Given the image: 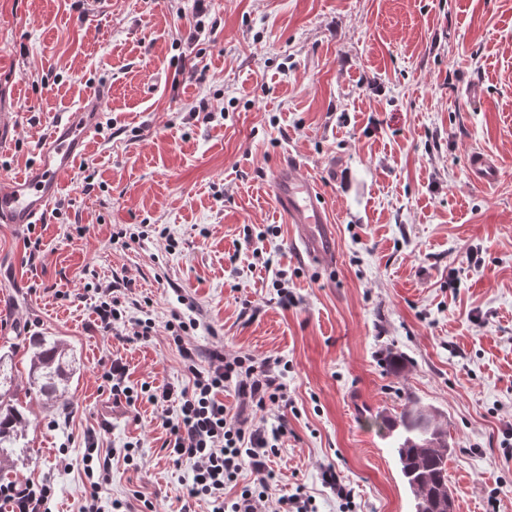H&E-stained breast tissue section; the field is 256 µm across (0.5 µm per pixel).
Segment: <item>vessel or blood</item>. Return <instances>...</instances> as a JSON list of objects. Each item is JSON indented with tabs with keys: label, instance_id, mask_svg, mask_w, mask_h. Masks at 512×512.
Returning <instances> with one entry per match:
<instances>
[{
	"label": "vessel or blood",
	"instance_id": "obj_1",
	"mask_svg": "<svg viewBox=\"0 0 512 512\" xmlns=\"http://www.w3.org/2000/svg\"><path fill=\"white\" fill-rule=\"evenodd\" d=\"M104 97V92H97L76 111L60 114L39 143L34 165L0 182V224L24 229L45 222L62 189L63 176L75 168L99 124ZM466 171L476 187L493 184L500 177L497 160L481 151L468 155ZM272 192L291 227V243L302 263L320 270L334 269L336 230L317 181L305 177L297 161L287 156L276 168Z\"/></svg>",
	"mask_w": 512,
	"mask_h": 512
}]
</instances>
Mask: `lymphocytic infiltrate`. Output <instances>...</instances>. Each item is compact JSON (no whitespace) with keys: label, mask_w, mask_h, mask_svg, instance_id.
I'll return each mask as SVG.
<instances>
[{"label":"lymphocytic infiltrate","mask_w":512,"mask_h":512,"mask_svg":"<svg viewBox=\"0 0 512 512\" xmlns=\"http://www.w3.org/2000/svg\"><path fill=\"white\" fill-rule=\"evenodd\" d=\"M98 297L93 311L104 333L111 334L129 326L135 336L147 338L156 331V322L148 312L136 313L123 305L111 286H97ZM196 321L180 317L168 320L170 333L184 362L189 384L177 390L171 386L150 393L153 402H176L175 417L165 418L166 442L175 464L191 462L192 483L182 512H192L194 499H210L211 512H262L266 490L272 477L266 459L276 452L286 433L285 422L258 425L247 414L248 409L287 408L290 399L284 381L283 359L255 361L248 355H229L214 348L200 351L188 346L186 334L196 329ZM233 387L243 407L242 412L229 413L222 394ZM84 474L89 483L81 512H112L99 494L100 483L111 469L109 458L87 453L83 458ZM256 475L254 486L243 487L232 499H225L227 484L238 480L244 470ZM53 492L49 485L31 481L0 483V506L6 512H52Z\"/></svg>","instance_id":"f902f5d3"}]
</instances>
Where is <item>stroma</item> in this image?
Returning <instances> with one entry per match:
<instances>
[{
    "mask_svg": "<svg viewBox=\"0 0 512 512\" xmlns=\"http://www.w3.org/2000/svg\"><path fill=\"white\" fill-rule=\"evenodd\" d=\"M103 87L62 213L31 231L0 224V347L15 350L29 409L18 479L49 485L53 512H79L93 442L112 462L103 497L180 512L191 473L170 461L163 427L175 403H115L100 377L115 360L133 387H187L164 328L177 314L199 319V348L288 362V409L255 414L287 424L267 512L300 491L317 512H412L378 423L420 405L448 427L461 512H512V0H0V110L20 115L0 178ZM474 150L498 160L496 185L469 182ZM288 153L322 185L333 273L293 256L271 193ZM121 224L169 236L112 243ZM270 256L294 305L278 300ZM97 283L144 304L154 336L102 335L84 297ZM35 336L73 351L67 406L26 392ZM324 482L330 489L331 493L336 496V499L341 502L344 507L350 506L353 501V493L351 488L343 480H341L332 467L324 470Z\"/></svg>",
    "mask_w": 512,
    "mask_h": 512,
    "instance_id": "stroma-1",
    "label": "stroma"
}]
</instances>
